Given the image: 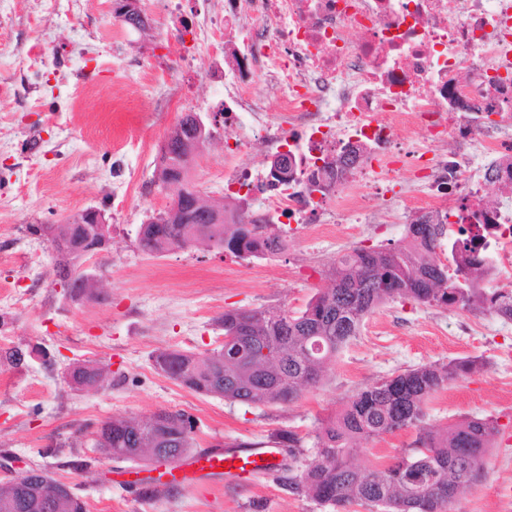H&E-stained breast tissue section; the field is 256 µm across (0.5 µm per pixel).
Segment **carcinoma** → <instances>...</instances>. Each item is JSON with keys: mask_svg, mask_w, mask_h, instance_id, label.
<instances>
[{"mask_svg": "<svg viewBox=\"0 0 512 512\" xmlns=\"http://www.w3.org/2000/svg\"><path fill=\"white\" fill-rule=\"evenodd\" d=\"M194 126L185 113L171 133L168 149L178 166L187 159L185 140ZM215 208L191 210L172 224L140 225L138 249L156 255L173 248L224 239V253L240 259L262 258L285 250L282 237L257 235L250 224H213ZM33 233L62 237L74 245L85 241L82 224H37ZM445 224L437 213L422 214L407 225L405 237L391 247L355 248L336 258L328 277L331 286L317 290L299 311L232 309L224 311L220 326L224 345L204 354L161 351L156 368L181 386L199 394L257 407L290 404L317 387L342 347L354 340L364 321L389 301L462 312H488L512 320V291H488L481 286L485 258L464 245L451 246L455 275L438 256ZM60 284L77 295L99 297L95 288L66 280L55 264ZM27 352L19 347L0 350V364L19 367ZM482 362L470 357L422 365L378 380L359 390L335 412L321 419L315 430L317 459L299 473L288 470V490L337 509L364 503L376 512H451L459 491L485 478V456L499 433L487 418L466 417L439 431L423 425L424 406L438 391L476 372ZM106 368L85 361L74 364L68 385L85 389L100 383ZM413 428L412 448L383 464L358 466L353 452L386 434ZM95 447L115 459L141 458L140 448L154 440L163 454L149 461L173 463L195 447L192 419L161 409L151 417H120L95 430ZM42 470H30L20 484H0V512H87L79 499L49 511L38 498L45 493ZM419 491L408 494L409 485Z\"/></svg>", "mask_w": 512, "mask_h": 512, "instance_id": "obj_1", "label": "carcinoma"}]
</instances>
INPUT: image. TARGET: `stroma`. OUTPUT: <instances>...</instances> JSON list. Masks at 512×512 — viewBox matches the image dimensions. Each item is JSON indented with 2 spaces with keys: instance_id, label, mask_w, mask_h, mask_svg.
Instances as JSON below:
<instances>
[{
  "instance_id": "stroma-1",
  "label": "stroma",
  "mask_w": 512,
  "mask_h": 512,
  "mask_svg": "<svg viewBox=\"0 0 512 512\" xmlns=\"http://www.w3.org/2000/svg\"><path fill=\"white\" fill-rule=\"evenodd\" d=\"M142 5L149 27L137 31L115 19L113 0H0V349L40 346L54 359L49 368L33 360L0 366V481L10 463L47 470L88 512H333L284 484L289 471L315 460L319 418L383 378L473 357L481 369L436 394L424 424L493 418L500 433L486 479L462 489L452 512H512V321L388 302L322 383L291 404L230 403L156 369L157 352L203 354L223 344L217 321L226 310L303 309L328 286L339 255L402 240L413 205L394 204L395 224L356 215L288 236L287 249L265 259L221 257L199 245L141 253L140 224L172 197L155 177L159 142L184 113H211L224 99L214 56L179 39L182 21H197L204 0H188L179 14L165 0ZM189 175L203 200L223 202V129L190 160ZM89 207L105 210L114 228L109 248L87 265L106 298L73 303L55 282L47 241L29 227ZM83 360L108 365L111 385L70 389L64 370ZM161 409L192 418L198 455L281 445L291 432L302 446L246 482L190 475L157 494L155 469L95 456L93 432L100 422ZM85 456L90 468H68Z\"/></svg>"
}]
</instances>
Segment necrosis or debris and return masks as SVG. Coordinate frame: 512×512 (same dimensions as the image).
Masks as SVG:
<instances>
[{
  "label": "necrosis or debris",
  "mask_w": 512,
  "mask_h": 512,
  "mask_svg": "<svg viewBox=\"0 0 512 512\" xmlns=\"http://www.w3.org/2000/svg\"><path fill=\"white\" fill-rule=\"evenodd\" d=\"M199 40L224 55L225 202L307 231L418 199L512 287V0H224ZM273 150L288 180L247 162Z\"/></svg>",
  "instance_id": "necrosis-or-debris-1"
}]
</instances>
